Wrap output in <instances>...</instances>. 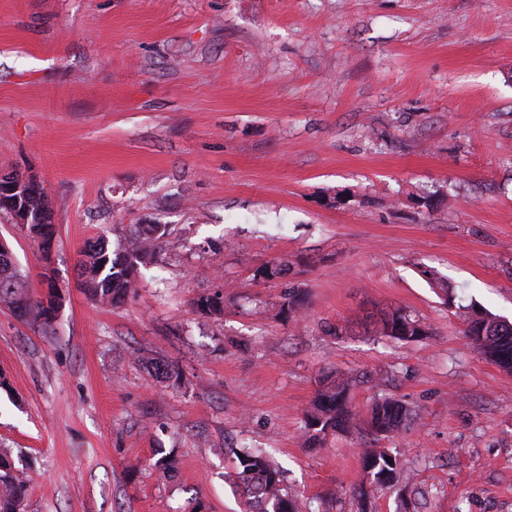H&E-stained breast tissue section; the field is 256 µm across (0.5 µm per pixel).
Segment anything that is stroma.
Instances as JSON below:
<instances>
[{"label": "stroma", "mask_w": 512, "mask_h": 512, "mask_svg": "<svg viewBox=\"0 0 512 512\" xmlns=\"http://www.w3.org/2000/svg\"><path fill=\"white\" fill-rule=\"evenodd\" d=\"M0 170L49 195L50 260L1 211L0 242L62 297L46 330L0 305L23 512H244L246 448L300 512H357L375 447L400 475L369 512H512V371L424 275L512 322V0H0ZM137 224L166 232L94 303L86 241ZM214 294L222 315L195 307ZM396 309L431 337H381ZM355 371L357 426L306 447L317 390ZM381 394L414 427L362 428Z\"/></svg>", "instance_id": "1"}]
</instances>
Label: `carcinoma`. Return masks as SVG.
I'll list each match as a JSON object with an SVG mask.
<instances>
[{
    "mask_svg": "<svg viewBox=\"0 0 512 512\" xmlns=\"http://www.w3.org/2000/svg\"><path fill=\"white\" fill-rule=\"evenodd\" d=\"M159 224L138 226L128 238L127 246L109 251L108 243L97 238L87 243L80 260L81 273L88 294L97 302L114 306L122 303L135 287L138 266L152 256ZM15 300L24 301L19 318L42 329L50 326L43 301L32 300L25 289L22 274L13 263L0 259V302L7 305ZM197 308L214 315L224 313V300L218 295L196 299ZM485 322L493 328L490 336H473L470 327L463 329L473 347L492 363L512 369V323L495 314L485 312ZM379 335L400 343L420 342L432 336L420 320L396 310L384 320ZM354 378L339 376L336 381L317 391L311 410L306 414L304 444L310 448L322 445L328 435L350 428L354 413L349 391ZM413 425L411 409L390 396L378 397L372 405L368 422L372 434L388 438L407 431ZM365 477L381 486L391 484L398 473L399 459L387 448H371L363 452ZM235 481L242 488L246 506L257 512H295L288 498L283 473L261 449L243 450L237 458ZM27 493V482L13 473L0 459V512H21Z\"/></svg>",
    "mask_w": 512,
    "mask_h": 512,
    "instance_id": "obj_1",
    "label": "carcinoma"
}]
</instances>
